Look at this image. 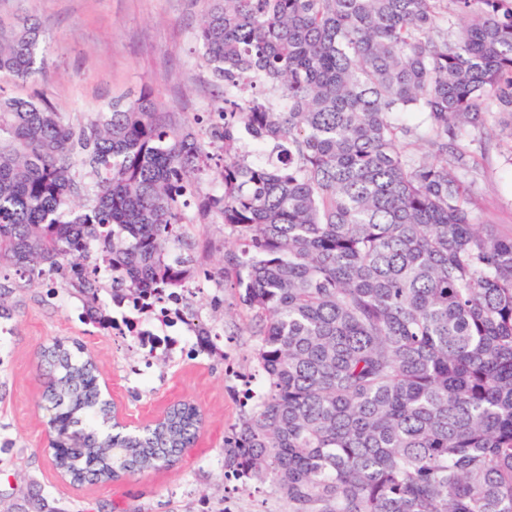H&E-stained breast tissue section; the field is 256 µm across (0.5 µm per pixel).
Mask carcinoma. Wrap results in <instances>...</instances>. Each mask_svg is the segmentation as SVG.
Listing matches in <instances>:
<instances>
[{
    "mask_svg": "<svg viewBox=\"0 0 512 512\" xmlns=\"http://www.w3.org/2000/svg\"><path fill=\"white\" fill-rule=\"evenodd\" d=\"M197 39L220 88L203 137L147 95L77 130L0 87V279L63 270L106 329L177 296L194 244L176 228L213 214L264 385L224 437V478L286 512H512V231L473 222L458 174L489 118L512 137V0H209ZM46 51L37 23L0 26L1 77H44ZM212 148L220 188L203 192ZM193 352L224 357L204 331ZM39 356L73 483L169 466L202 427L178 401L126 430L84 345ZM0 512L59 510L6 480Z\"/></svg>",
    "mask_w": 512,
    "mask_h": 512,
    "instance_id": "1",
    "label": "carcinoma"
}]
</instances>
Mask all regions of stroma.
<instances>
[{
	"mask_svg": "<svg viewBox=\"0 0 512 512\" xmlns=\"http://www.w3.org/2000/svg\"><path fill=\"white\" fill-rule=\"evenodd\" d=\"M206 0H0V20L39 22L49 44L45 78L4 80L12 95L42 93L73 124L113 100L153 92L160 111L181 126L206 116L214 104L210 74L196 40ZM502 128L488 123L471 145L480 161L473 175L470 208L475 223L512 228V156ZM195 242L194 283L204 316L224 334L225 358L180 353L154 358L149 378L135 374L142 355L129 337L84 324L82 304L66 291L51 293L46 279L13 296L11 320L0 323V443L12 441L25 462L5 463L12 482L36 484L62 512L74 506L107 505L124 512H282L264 487L224 477V437L239 418L240 403L224 377L226 362L251 366L253 338L237 290L208 276L224 255V226L187 211ZM55 338L75 340L98 359L102 380L124 422L136 427L155 419L172 401H194L206 416L194 446L173 465L109 484L74 486L54 468L46 450L47 426L40 407L44 379L36 352Z\"/></svg>",
	"mask_w": 512,
	"mask_h": 512,
	"instance_id": "obj_1",
	"label": "stroma"
}]
</instances>
